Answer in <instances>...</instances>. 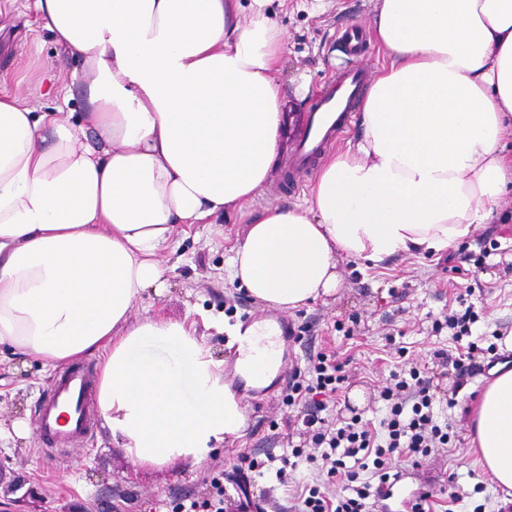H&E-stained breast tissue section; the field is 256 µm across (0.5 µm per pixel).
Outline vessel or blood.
<instances>
[{"mask_svg": "<svg viewBox=\"0 0 512 512\" xmlns=\"http://www.w3.org/2000/svg\"><path fill=\"white\" fill-rule=\"evenodd\" d=\"M364 74L351 70L337 76L318 95L312 112L304 116L294 150L288 157L290 172L312 168L325 145L344 128L350 112L364 96ZM236 357H250L256 374L267 371L268 355L251 350L245 340L233 344ZM90 371L83 365L65 368L45 394L37 413V424L49 453L66 451L70 441L88 436L94 427L90 404Z\"/></svg>", "mask_w": 512, "mask_h": 512, "instance_id": "vessel-or-blood-1", "label": "vessel or blood"}]
</instances>
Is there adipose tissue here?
<instances>
[{"label": "adipose tissue", "mask_w": 512, "mask_h": 512, "mask_svg": "<svg viewBox=\"0 0 512 512\" xmlns=\"http://www.w3.org/2000/svg\"><path fill=\"white\" fill-rule=\"evenodd\" d=\"M268 0H31L79 66L80 115L0 90V344L56 368L101 359L98 407L140 465L198 458L245 427L220 362L186 323H130L161 286L177 225L259 195L280 147L283 82ZM385 60L356 152L329 157L306 209L263 211L226 270L296 309L335 291L336 257L440 252L512 182V0H375ZM474 441L512 489V369L498 367Z\"/></svg>", "instance_id": "obj_1"}]
</instances>
